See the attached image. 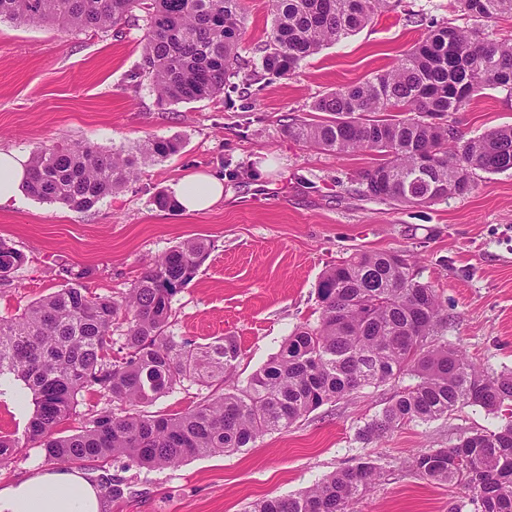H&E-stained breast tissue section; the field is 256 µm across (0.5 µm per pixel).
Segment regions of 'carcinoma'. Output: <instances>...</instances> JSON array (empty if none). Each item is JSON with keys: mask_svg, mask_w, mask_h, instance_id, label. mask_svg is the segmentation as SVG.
Instances as JSON below:
<instances>
[{"mask_svg": "<svg viewBox=\"0 0 512 512\" xmlns=\"http://www.w3.org/2000/svg\"><path fill=\"white\" fill-rule=\"evenodd\" d=\"M244 0H0V22L41 23L73 31H107L144 12L139 71L158 104L216 97L240 64ZM388 0H272L273 18L259 60L263 73L288 78L323 47L364 27ZM480 22L434 25L395 66L363 83L316 99L311 110L332 118H291L285 132L318 150L374 152L357 173L364 196L426 206L472 187L475 170L512 171V126L463 139L451 120L491 87L512 89V39L490 24L512 18V0H453ZM176 139L149 138L137 154L90 142L32 153L29 196L76 211L93 208L135 175L139 160L163 161ZM210 255L188 239L147 265L121 299L89 291V270L64 269L67 282L22 312L0 317V376L31 394L23 439L0 436V461L39 447L57 463L88 466L125 456L142 467L248 448L288 429L325 403L361 388L399 382L357 439L378 441L392 430L427 424L461 406L497 415L512 411V372L489 374L443 339L448 314L430 284L398 251L357 253L330 266L316 293L319 324L300 327L276 356L247 380L171 416L103 409L76 434L58 427L79 397L96 392L119 406L149 403L184 383L224 386L240 347L233 336L196 345L174 331L172 301ZM26 255L0 239V286L14 285ZM122 356L112 359L114 345ZM416 475L454 485L475 512H512V420L466 436L451 448L420 449L407 460ZM380 478L371 462L338 470L307 490L263 499L248 512H353Z\"/></svg>", "mask_w": 512, "mask_h": 512, "instance_id": "obj_1", "label": "carcinoma"}]
</instances>
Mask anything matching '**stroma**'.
<instances>
[{"label": "stroma", "mask_w": 512, "mask_h": 512, "mask_svg": "<svg viewBox=\"0 0 512 512\" xmlns=\"http://www.w3.org/2000/svg\"><path fill=\"white\" fill-rule=\"evenodd\" d=\"M244 8L240 54L250 66L271 25V0H244ZM438 23L466 28L472 20L450 0H392L360 31L309 57L295 76H238L217 97L164 107L139 75L141 22L119 32L0 23V149L88 141L113 152L153 137L181 143L167 159L140 164L132 180L90 210L28 196L0 208V238L28 258L19 287L0 289V316L61 288L70 265L89 269L91 290L121 298L147 264L203 237L210 256L172 302L176 333L198 344L237 337L241 355L224 380L230 390L245 386L297 326L317 325L316 285L326 268L355 253L393 250L409 256L419 280L435 288L449 316V344L488 372L512 371V172H476L470 193L424 207L377 201L355 181L374 155L308 148L284 131L293 116L324 120L312 111L314 100L391 68ZM454 120L467 138L512 125V92L485 90ZM197 171L224 180V199L211 211L154 205ZM392 391L388 384L352 392L230 453L153 469L114 457L82 473L99 487L103 512H245L257 500L300 493L371 461L382 478L355 512H474L458 489L415 476L404 461L495 428L499 418L466 406L359 441L358 427ZM210 394L188 383L139 410L174 415ZM32 410L20 387L0 390V435L23 436ZM49 467L42 449H19L0 464V485Z\"/></svg>", "instance_id": "stroma-1"}]
</instances>
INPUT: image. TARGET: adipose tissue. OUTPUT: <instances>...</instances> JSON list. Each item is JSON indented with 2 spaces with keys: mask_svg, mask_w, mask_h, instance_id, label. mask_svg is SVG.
<instances>
[{
  "mask_svg": "<svg viewBox=\"0 0 512 512\" xmlns=\"http://www.w3.org/2000/svg\"><path fill=\"white\" fill-rule=\"evenodd\" d=\"M30 156L20 150H0V207L17 204L28 180ZM171 195L188 214L210 210L224 196L220 178L194 173L171 188ZM101 493L88 479L60 470L0 487V512H100Z\"/></svg>",
  "mask_w": 512,
  "mask_h": 512,
  "instance_id": "1",
  "label": "adipose tissue"
}]
</instances>
